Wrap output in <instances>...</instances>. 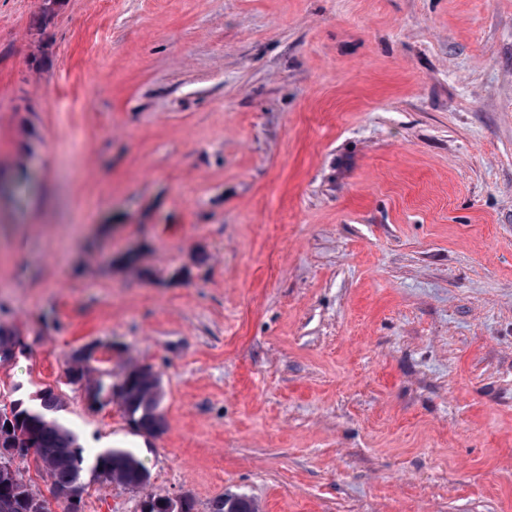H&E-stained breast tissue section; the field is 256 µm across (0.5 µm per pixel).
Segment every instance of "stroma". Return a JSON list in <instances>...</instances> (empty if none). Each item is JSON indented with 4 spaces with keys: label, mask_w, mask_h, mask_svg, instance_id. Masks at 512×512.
Listing matches in <instances>:
<instances>
[{
    "label": "stroma",
    "mask_w": 512,
    "mask_h": 512,
    "mask_svg": "<svg viewBox=\"0 0 512 512\" xmlns=\"http://www.w3.org/2000/svg\"><path fill=\"white\" fill-rule=\"evenodd\" d=\"M0 182V403L150 472L81 512H512V0H0ZM91 362L81 354L74 352L70 357L66 377L72 382H83L81 387H84L88 400L93 405H102L101 399L105 391V385L100 378L94 376L98 369L93 367ZM121 403L127 420L139 431L156 435L163 430L160 377L151 366H131L122 372L119 382L109 388ZM212 509V512H257L255 504L241 495H224L214 502Z\"/></svg>",
    "instance_id": "obj_1"
}]
</instances>
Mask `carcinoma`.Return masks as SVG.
<instances>
[{
    "label": "carcinoma",
    "instance_id": "obj_1",
    "mask_svg": "<svg viewBox=\"0 0 512 512\" xmlns=\"http://www.w3.org/2000/svg\"><path fill=\"white\" fill-rule=\"evenodd\" d=\"M16 334L0 326V361L13 357ZM97 368L80 354L70 357L66 377L82 383L88 400L102 404L104 391L115 394L127 420L139 431L156 435L163 430L161 412L162 389L160 377L150 366H131L123 370L119 382L105 388L101 379L94 376ZM61 404L52 389L41 392L39 403L30 405L21 399L10 403L12 419L4 420L0 429L9 426L12 434L26 436L40 455L37 470L46 480L49 489L67 488L74 484L88 486L87 480L97 481L99 475L108 482L132 490L143 488L150 479L147 468L140 459L125 448H104L88 457L79 438L57 416ZM8 489L0 488V512H27V501L42 500L44 496L32 489L21 472L9 477ZM212 512H257L255 504L245 496L226 495L213 504Z\"/></svg>",
    "mask_w": 512,
    "mask_h": 512
}]
</instances>
